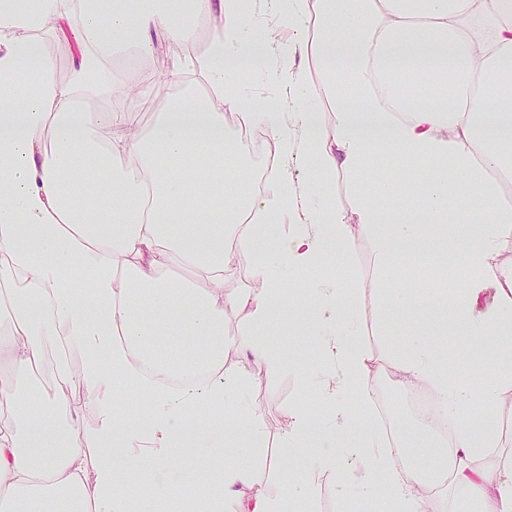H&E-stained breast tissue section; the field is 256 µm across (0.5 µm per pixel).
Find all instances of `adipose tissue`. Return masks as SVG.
Here are the masks:
<instances>
[{
    "instance_id": "ef3b65f1",
    "label": "adipose tissue",
    "mask_w": 512,
    "mask_h": 512,
    "mask_svg": "<svg viewBox=\"0 0 512 512\" xmlns=\"http://www.w3.org/2000/svg\"><path fill=\"white\" fill-rule=\"evenodd\" d=\"M0 0V512H126L142 481L169 495L188 480L180 453L221 446L244 429L262 445L256 413L246 397V375L224 373V312L244 313L239 340L268 375L288 360L265 340L281 313L287 280L314 274L313 301L330 314L315 328L328 372L316 392L327 409L324 425L297 404L286 438L302 444L316 434L332 439L356 422L344 398L355 395L371 414L377 370L357 329V290L346 266L355 234L376 244L378 265L399 274L402 263L434 250L425 221L448 212L456 188L468 225L458 262L448 266L444 291L449 326L482 347L512 343V205L501 189L512 183V0H287L294 23L282 52L307 57L316 76L297 73L287 91L301 102L326 91L334 117L319 112L292 121L242 99L245 77L258 71L267 44L247 25L256 0ZM77 35L82 51L67 79L54 75L42 45L56 21ZM203 52H196L198 29ZM183 51L167 70L173 87L166 111L140 135L141 102L115 106L125 78L111 67L129 49L147 53L156 32ZM262 129L284 154L311 164L313 186L341 174L360 186L353 211L324 203L305 223L276 237L267 230L293 207L287 169L267 178L261 195H236L249 181L248 164L225 168L237 148L224 139V114ZM391 177L364 189L377 165ZM415 185L413 206L387 215L377 196ZM223 197L215 209L208 201ZM251 264L248 282L233 292L229 251ZM186 266L207 280L190 297L170 272ZM154 336L180 337L181 349L156 356ZM80 353L72 374L57 363L58 394L43 395L16 380L39 368L49 347ZM398 382L428 387L448 420L454 445L445 449L451 484L465 512H512V464L497 453L502 433L492 420L473 423L466 409L498 408L512 378L471 391L449 379L439 355L422 346L394 362ZM79 384L74 400L62 390ZM143 398L146 417L125 418L121 394ZM94 411L92 428L77 425ZM121 447V456L111 453ZM99 453L87 476L86 449ZM360 472L327 454L301 474L302 501L326 477L358 482L366 495H385L399 512H425L426 489L405 476L388 437L366 431L357 450ZM163 459L164 472L151 464ZM254 473L227 462L215 485L203 486L189 512H284L282 496L255 489Z\"/></svg>"
}]
</instances>
